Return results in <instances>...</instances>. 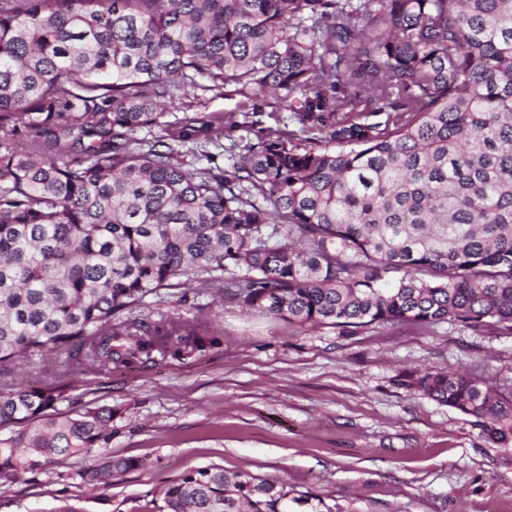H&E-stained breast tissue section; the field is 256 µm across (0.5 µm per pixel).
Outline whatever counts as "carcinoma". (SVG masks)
Returning a JSON list of instances; mask_svg holds the SVG:
<instances>
[{
	"instance_id": "1",
	"label": "carcinoma",
	"mask_w": 512,
	"mask_h": 512,
	"mask_svg": "<svg viewBox=\"0 0 512 512\" xmlns=\"http://www.w3.org/2000/svg\"><path fill=\"white\" fill-rule=\"evenodd\" d=\"M188 86L268 90L294 129H262L230 171L188 170L179 148L223 134L166 120L159 98ZM229 269L244 274L226 287ZM193 281L303 328L511 334L512 0H0V370L205 352L210 321L132 315ZM397 382L512 442V395L460 373ZM66 402L54 385L0 396L1 476L94 450L92 481L143 465L107 452L121 409ZM288 494L209 466L167 483L158 512L312 498Z\"/></svg>"
}]
</instances>
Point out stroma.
I'll list each match as a JSON object with an SVG mask.
<instances>
[{
  "mask_svg": "<svg viewBox=\"0 0 512 512\" xmlns=\"http://www.w3.org/2000/svg\"><path fill=\"white\" fill-rule=\"evenodd\" d=\"M209 115L223 119L224 136L201 151L227 170L257 128L287 127L290 113L259 90L191 88L167 118ZM159 312L216 320L220 345L112 375L60 359L0 373V393L52 384L69 387L76 410L123 407L111 452L143 462L105 485L89 482L82 457L0 477V512H156L168 481L210 465L312 493L331 512H512V446L395 382L406 369L462 371L510 395L512 334L447 323L307 330L195 284L159 290L135 310Z\"/></svg>",
  "mask_w": 512,
  "mask_h": 512,
  "instance_id": "obj_1",
  "label": "stroma"
}]
</instances>
